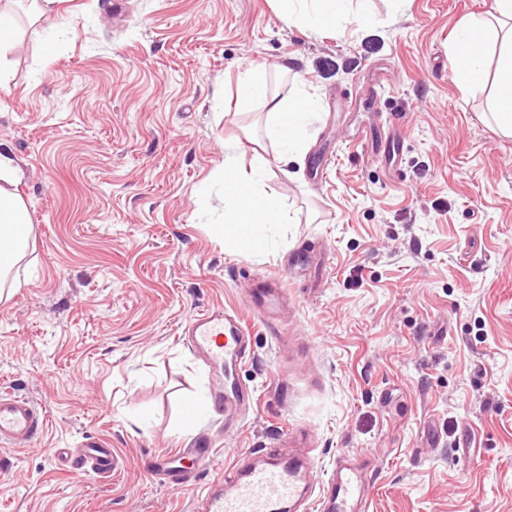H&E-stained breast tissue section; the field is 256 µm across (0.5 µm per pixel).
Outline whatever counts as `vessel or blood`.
<instances>
[{
  "mask_svg": "<svg viewBox=\"0 0 512 512\" xmlns=\"http://www.w3.org/2000/svg\"><path fill=\"white\" fill-rule=\"evenodd\" d=\"M285 294L276 278H265L251 289L247 301L257 312L269 310ZM183 334L188 345L207 363L233 373L252 355L251 335L237 315L220 308L191 318ZM248 386L236 382H215L207 408L232 415L251 404ZM44 418L26 397L0 395V443L9 446L28 444L40 431ZM367 460L348 455L337 456L330 475L314 481L301 463L270 455L259 465L233 463L211 483L195 487L194 512H288L289 507H307L316 503L319 512H368L370 484ZM78 473L93 471L109 475L117 468L116 458L103 441L93 438L79 451L74 464ZM148 468L154 480L169 486L193 485L194 475L187 468L172 465L168 456L153 458Z\"/></svg>",
  "mask_w": 512,
  "mask_h": 512,
  "instance_id": "obj_1",
  "label": "vessel or blood"
}]
</instances>
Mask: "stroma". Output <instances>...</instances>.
Returning a JSON list of instances; mask_svg holds the SVG:
<instances>
[{
	"label": "stroma",
	"instance_id": "obj_1",
	"mask_svg": "<svg viewBox=\"0 0 512 512\" xmlns=\"http://www.w3.org/2000/svg\"><path fill=\"white\" fill-rule=\"evenodd\" d=\"M493 7L373 0L372 25L303 31L276 0L15 4L0 148L33 231L0 296V391L47 421L0 446V512H193L145 463L201 438L221 467L308 452L322 479L338 452L368 455V512H512V138L481 118L490 87L462 92L448 65L456 25ZM254 67L269 93L319 100L301 163L278 161L265 107L224 112ZM375 132L395 160L370 155ZM229 149L268 158L293 219L259 256L213 229ZM264 275L288 291L273 335L244 300ZM216 307L255 341L237 369L253 403L230 428L183 420L213 371L182 327ZM90 438L115 474L53 454Z\"/></svg>",
	"mask_w": 512,
	"mask_h": 512
}]
</instances>
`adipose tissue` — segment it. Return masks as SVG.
<instances>
[{"mask_svg": "<svg viewBox=\"0 0 512 512\" xmlns=\"http://www.w3.org/2000/svg\"><path fill=\"white\" fill-rule=\"evenodd\" d=\"M279 10L293 23L311 29L335 27L337 21L356 16L367 25L374 17L369 0H278ZM494 14L462 23L448 44V61L457 85L463 89L492 84V108L486 120L506 137H512V0H495ZM498 47L496 75L487 71V51ZM267 107L266 133L279 157L293 159L303 154L318 103L298 93L284 99L268 97L265 74L254 68L237 80L238 111H251L257 103ZM269 165L263 155L249 164L236 156L224 158L219 179L224 186V219L218 226L231 249L265 253L275 231L290 217L283 200L262 188ZM15 160L0 150V291L15 287L14 270L25 257L32 235L26 204L19 195Z\"/></svg>", "mask_w": 512, "mask_h": 512, "instance_id": "ef3b65f1", "label": "adipose tissue"}]
</instances>
